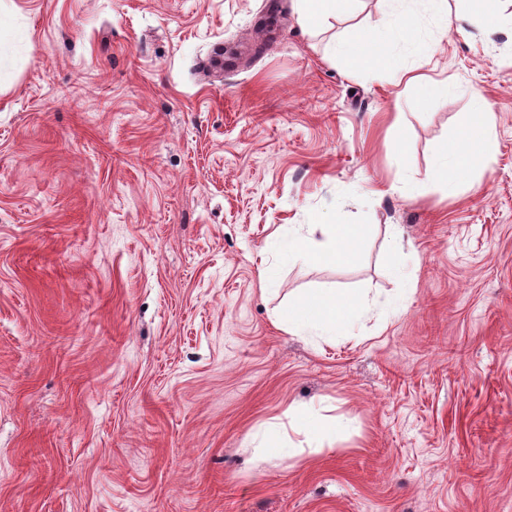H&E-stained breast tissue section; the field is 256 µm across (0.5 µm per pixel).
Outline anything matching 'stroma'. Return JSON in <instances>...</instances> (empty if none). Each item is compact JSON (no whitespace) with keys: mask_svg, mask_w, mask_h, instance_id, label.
<instances>
[{"mask_svg":"<svg viewBox=\"0 0 512 512\" xmlns=\"http://www.w3.org/2000/svg\"><path fill=\"white\" fill-rule=\"evenodd\" d=\"M500 6L447 28L363 0L310 32L295 0H0V512H512ZM397 10L446 97L335 54ZM475 94L494 150L449 197L426 171ZM310 224L367 234L352 262L281 263L276 232ZM311 288L369 312L292 335L276 315ZM293 404L352 424L307 445ZM275 421L300 453L258 460Z\"/></svg>","mask_w":512,"mask_h":512,"instance_id":"obj_1","label":"stroma"}]
</instances>
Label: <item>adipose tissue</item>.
Listing matches in <instances>:
<instances>
[{
    "instance_id": "adipose-tissue-1",
    "label": "adipose tissue",
    "mask_w": 512,
    "mask_h": 512,
    "mask_svg": "<svg viewBox=\"0 0 512 512\" xmlns=\"http://www.w3.org/2000/svg\"><path fill=\"white\" fill-rule=\"evenodd\" d=\"M416 19L410 12L392 15L383 25L363 36L360 44L339 41V55L352 56L357 65L376 67L407 83L421 85L427 98L446 96L447 81L418 75L403 66L400 57L392 54L393 45L413 40ZM493 145V126L482 96L472 98L471 124L463 128L452 143L439 144L433 151L427 170L428 181L440 186L446 195H455L461 178L470 176L487 157ZM328 242H318L312 234L292 230L276 239L281 260L301 259L312 263H344L351 260L366 233L361 224H331L327 227ZM361 295L338 289H316L300 295L288 304L279 317L281 325L297 335L346 336L364 312Z\"/></svg>"
}]
</instances>
